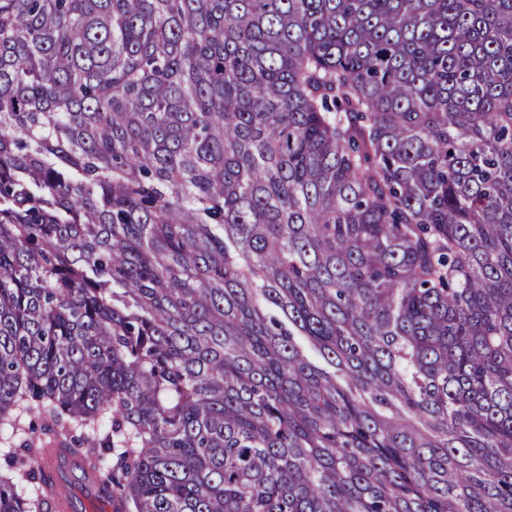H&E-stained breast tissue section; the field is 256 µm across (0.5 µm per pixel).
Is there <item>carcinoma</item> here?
Masks as SVG:
<instances>
[{"label": "carcinoma", "mask_w": 512, "mask_h": 512, "mask_svg": "<svg viewBox=\"0 0 512 512\" xmlns=\"http://www.w3.org/2000/svg\"><path fill=\"white\" fill-rule=\"evenodd\" d=\"M0 512H512V0H0ZM46 465L52 473L57 487H60L62 499L65 502L68 500L75 503L80 501L82 512H113L112 499L97 491L91 474L83 475L79 457L69 454L52 456ZM76 472H81L82 479L73 483L71 478Z\"/></svg>", "instance_id": "carcinoma-1"}]
</instances>
